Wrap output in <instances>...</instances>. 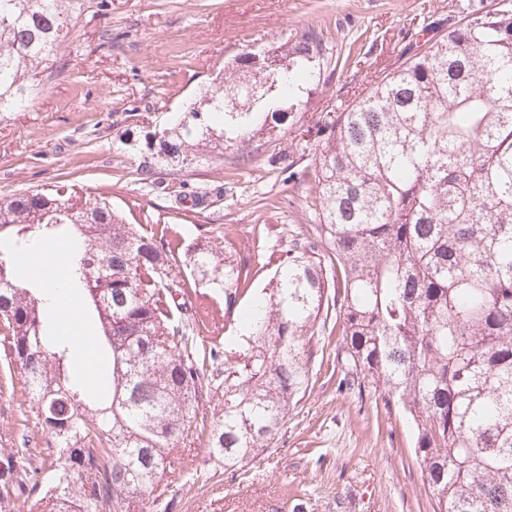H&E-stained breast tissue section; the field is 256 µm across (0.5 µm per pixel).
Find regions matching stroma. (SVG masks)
<instances>
[{
  "label": "stroma",
  "instance_id": "35a3bbf8",
  "mask_svg": "<svg viewBox=\"0 0 512 512\" xmlns=\"http://www.w3.org/2000/svg\"><path fill=\"white\" fill-rule=\"evenodd\" d=\"M83 0L59 51L61 69L42 76L34 100L0 117V196L66 179L108 196L132 224L171 226L190 245L205 231L229 237L258 274L270 254L316 237L313 200L290 169L313 163L302 129L323 121L355 90L393 68L418 24L457 21L463 5L500 0ZM323 30L333 57L322 64L284 131L258 134L243 162L234 150L166 176L168 191L142 185L132 143L181 112L249 48ZM111 31V43L102 34ZM206 193L204 210L177 208L180 187ZM339 333L310 341L311 386L284 427L245 472L210 458L203 442L180 450L162 492L142 512H432L407 424L386 413L373 389L339 387ZM202 476L190 480V467Z\"/></svg>",
  "mask_w": 512,
  "mask_h": 512
}]
</instances>
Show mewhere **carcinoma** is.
<instances>
[{"label": "carcinoma", "instance_id": "carcinoma-1", "mask_svg": "<svg viewBox=\"0 0 512 512\" xmlns=\"http://www.w3.org/2000/svg\"><path fill=\"white\" fill-rule=\"evenodd\" d=\"M80 0H0V112L30 99L57 63ZM399 64L321 123L298 178L315 196L316 239L277 259L270 287L202 237L127 224L105 196L59 183L0 197V390L20 393L54 444L51 467L22 436L0 448V512H137L172 452L201 436L242 469L310 386L309 338L342 326L339 385L370 386L414 435L433 512H512V8L466 9L447 31L422 23ZM329 50L314 28L235 57L224 81L145 137L147 187L210 153L288 123L284 105ZM38 242L70 250L66 285L106 356L89 386L70 337L49 331L47 282L19 274ZM189 268L202 292L179 280ZM224 297V335L199 340L197 305ZM23 386L16 389L13 374ZM224 411L201 412L211 392Z\"/></svg>", "mask_w": 512, "mask_h": 512}]
</instances>
